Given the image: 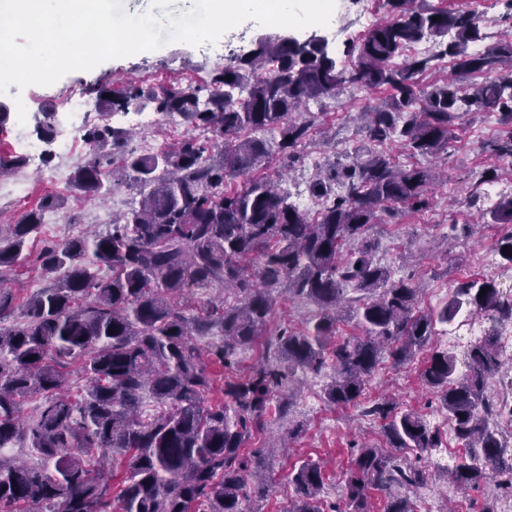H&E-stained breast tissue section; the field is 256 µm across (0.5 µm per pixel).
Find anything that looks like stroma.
<instances>
[{
	"label": "stroma",
	"mask_w": 512,
	"mask_h": 512,
	"mask_svg": "<svg viewBox=\"0 0 512 512\" xmlns=\"http://www.w3.org/2000/svg\"><path fill=\"white\" fill-rule=\"evenodd\" d=\"M416 3L444 5L451 10L470 9L484 16L486 28L499 32L512 28V17L508 16L503 0H416ZM205 52L202 44L170 42L154 51L105 61L89 71L70 72L50 86L34 85L23 90L10 86L7 93L0 94V105H5L8 112L6 120L0 122V154H19L18 137L36 139V115L63 114L62 91L102 82L117 88L130 79L146 87L172 81L202 85L210 80L215 70L214 65L206 61ZM18 95L29 103L30 117L23 124L17 121L14 98ZM382 99V93L349 88L338 98L313 104L317 123L311 140L290 171L283 175L282 188L290 193L292 200L314 208L308 183L316 163L334 157L345 158L354 147L364 143L365 137L357 130L352 116L363 107L379 105ZM504 131V125L489 123L487 113H464L455 124L447 152L429 162L431 168L448 173L447 180L433 186L431 208L402 212L373 230L374 237L380 241L378 260L391 267L396 276L411 279L419 287V309L441 308L454 286L463 281L490 277L502 285L512 281V274L503 270L494 251L503 228L492 223L488 215L495 198L512 191V177L502 175L490 184L481 180L482 173L492 163L484 145ZM85 154L86 148L81 145L67 156L55 152L44 156L42 169L27 166L0 175V212L5 216H20L38 207L49 195L62 201L55 212L56 223L42 225L38 234L29 236L26 252L36 254L49 242L101 230L102 217L126 211L138 203V191L124 184L113 186L108 200L102 203L87 198L72 186L59 187L49 181V171L60 165L75 168ZM18 182L26 187L22 196L2 195V188ZM452 224L469 226V236L448 240V248L439 247V240L445 238ZM313 312L312 306L291 302L287 294L275 293L261 339L240 354L242 367L251 366L261 356L266 339L273 335L280 321L288 318L299 326ZM425 359V354L421 353L411 363L400 367L383 361L359 404L354 406L326 404L323 397L326 376H299L288 413L282 415L277 409H270L264 418V428L254 432L243 448L244 454L249 455L255 449L279 443L287 436L289 428L301 429L294 451L267 456L260 479H249L252 487L260 481L266 483L269 494L263 499L252 497L244 501L245 512H288L294 497L289 476L305 458L323 463L326 476L323 498L326 502H335L341 490L342 473L349 464L351 443L363 441L377 446L384 443L381 420L364 416L362 409L385 394L392 395L401 408L423 413L442 438V447L421 461L429 473L426 485L414 495L421 512H484L486 505L498 504L502 496L501 476L479 481L464 492L448 484L441 458L456 460L464 456L466 450L449 428L447 417L440 412L437 395L421 380Z\"/></svg>",
	"instance_id": "1"
}]
</instances>
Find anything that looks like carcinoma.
<instances>
[{"instance_id": "cac0c4a2", "label": "carcinoma", "mask_w": 512, "mask_h": 512, "mask_svg": "<svg viewBox=\"0 0 512 512\" xmlns=\"http://www.w3.org/2000/svg\"><path fill=\"white\" fill-rule=\"evenodd\" d=\"M413 2L388 0L390 16L347 48L354 57L347 66L314 35H265L192 90L131 81L120 89L87 88L109 115L150 106L208 137L187 135L140 153L127 147L126 128L85 130L90 149L72 186L97 199L118 178L138 188L140 200L112 216L105 232L46 245L37 262L49 286L29 298L23 322L0 325V512L33 505L41 512H112L119 467L121 512H243L253 458L242 448L297 371H330L324 399L348 405L383 357L403 364L426 347L421 379L468 449L448 469V481L462 489L489 471L512 476V448L489 426L485 398L490 380L512 369L496 338L499 326L512 323V299L492 278L470 280L457 284L440 309L418 313V288L376 260L378 240L368 235L384 212L429 206L437 175L419 159L448 149L458 112L496 113L512 125L511 76L467 93L458 81L512 61V40L481 50L476 44L488 35L479 16ZM424 40L433 51L401 57ZM445 56L454 77L423 86L420 77ZM348 87L385 94L380 107L360 113L362 128L369 141L394 143L401 153L362 149L347 164L326 162L309 186L319 205L312 212L278 189L266 141L242 131L277 135L281 159L292 162L315 120L312 112L295 114ZM55 119L42 113L38 137L52 138ZM487 150L512 163V133ZM491 214L492 223L510 225L495 250L512 268V195L499 198ZM42 223L41 208L0 223V281L28 262L25 242ZM213 287L233 291L239 302L189 306L198 291ZM277 291L317 314L276 333L265 356L246 375L224 380L222 397L206 403L218 374L236 364L267 322ZM464 308L490 320L482 341L461 358L430 346L436 326ZM345 312L361 334L338 340ZM206 336L219 340L200 345ZM75 362L86 385L73 401L61 388ZM460 363L469 371L458 374ZM34 395L41 402L26 422L21 401ZM365 413L386 421L393 448L420 456L441 447L439 431L390 396ZM427 479L424 469L361 445L343 473V506L332 512H371L373 490L384 494L385 512H413L406 493ZM290 483V512H322L319 462L302 461Z\"/></svg>"}]
</instances>
